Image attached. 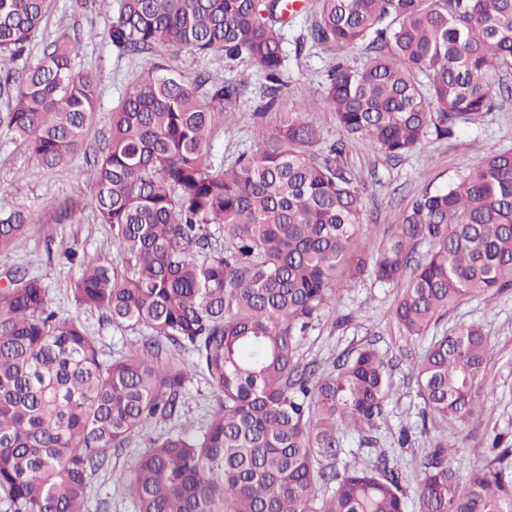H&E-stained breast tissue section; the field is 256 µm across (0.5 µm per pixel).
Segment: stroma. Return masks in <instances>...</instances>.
Wrapping results in <instances>:
<instances>
[{"label":"stroma","mask_w":512,"mask_h":512,"mask_svg":"<svg viewBox=\"0 0 512 512\" xmlns=\"http://www.w3.org/2000/svg\"><path fill=\"white\" fill-rule=\"evenodd\" d=\"M314 6V0H304L302 9L283 30L288 61L282 76L281 108L289 110L298 96H305V116L321 126L324 141L329 144L342 138L343 133L324 103L321 90L336 62L358 64L365 50L360 44L338 49L311 41L308 30ZM118 7L119 0H85L81 7L74 0H53L49 17L35 36L27 58L28 64L37 63L44 44L58 38L79 41L74 66L95 77L98 91L97 109L86 131L87 142H103L126 87L153 63L163 60L190 79L206 73L222 81H234L242 73H251L246 93L215 125L211 155L229 162L253 148L252 114L263 97V88L261 78L253 76L250 62L163 47L141 55H125L108 34ZM492 147H512V100L447 138H428L415 151L397 159L386 157L367 142L353 145L345 164L356 179L365 220L372 227L371 238H381L384 230L399 223L404 207L415 194L444 187L465 168L481 162ZM34 165V158L24 147L0 138V209L22 210L31 216L17 247L0 255V279L10 270H27L41 278L54 308L65 316L73 310L70 288L77 270L63 258V251L71 247L86 258L109 260L115 259L117 252L110 227L99 222L93 206V155L77 152L59 167L38 176L32 173ZM71 205L79 212V223L59 222L62 209ZM336 288L335 309L324 311L301 338L300 354L303 361L315 359L329 366L341 353L371 343L393 360L394 394L388 401L385 420L369 436L374 451L385 452L390 463L398 465L407 512H417L419 463L433 451L436 442L448 443L452 448L451 464L462 477L494 458L490 447L494 435H502L504 445L512 446V289L489 301L475 298L463 302L450 313L449 322H478L484 326L495 348L491 385L482 412L468 423L433 427L424 425L420 417L423 404L412 372L427 342L401 335L394 322L392 310L398 286L381 284L365 275L341 279ZM81 320L108 355L125 351L136 338L134 332L112 326L94 310L82 311ZM175 426V421H161L133 436L123 453L113 458L111 473L95 478L88 512H136L119 476L129 471L150 439ZM405 431L410 434V443L403 448L399 439Z\"/></svg>","instance_id":"stroma-1"}]
</instances>
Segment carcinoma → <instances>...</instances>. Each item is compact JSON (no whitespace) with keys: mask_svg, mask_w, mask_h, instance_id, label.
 I'll return each mask as SVG.
<instances>
[{"mask_svg":"<svg viewBox=\"0 0 512 512\" xmlns=\"http://www.w3.org/2000/svg\"><path fill=\"white\" fill-rule=\"evenodd\" d=\"M51 7L0 0V135L24 143L38 174L82 148L97 98L68 38L16 68ZM285 10L286 0H121L109 32L125 52L161 46L256 66L257 149L228 164L210 157L216 120L245 79L188 81L157 64L126 88L96 155L95 207L118 260L64 256L78 268L77 308L142 337L106 356L79 316L53 309L39 278L5 274L0 502L10 512H86L108 453L160 420L181 424L150 440L122 480L138 512H405L386 455L337 466L342 434L385 419L384 358L368 344L328 369L299 353L346 276L400 285L395 322L429 338L415 365L423 420L464 424L481 410L494 346L478 323L443 321L512 288V149L492 148L457 181L414 196L377 246L337 158L355 138L398 158L511 99L499 73L512 68V0H318L311 39L367 51L329 75L324 100L346 139L326 152L304 96L266 121L287 61ZM28 224L0 211V253ZM421 243L430 250L419 259ZM199 374L218 395L202 427L182 420ZM511 454L462 479L436 444L419 467L418 512H512Z\"/></svg>","mask_w":512,"mask_h":512,"instance_id":"carcinoma-1","label":"carcinoma"}]
</instances>
